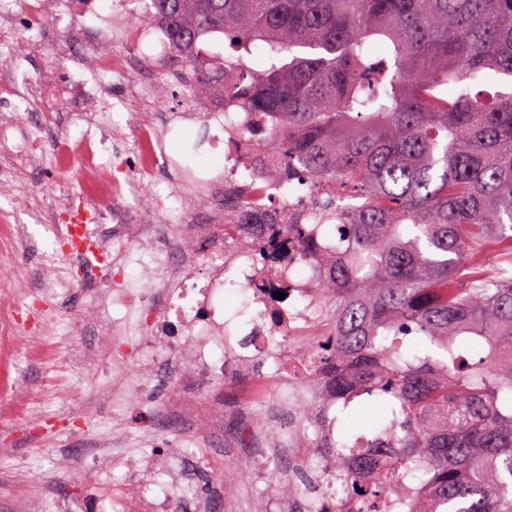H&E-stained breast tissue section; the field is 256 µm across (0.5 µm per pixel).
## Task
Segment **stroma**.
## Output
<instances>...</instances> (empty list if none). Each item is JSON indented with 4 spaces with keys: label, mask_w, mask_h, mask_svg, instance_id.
<instances>
[{
    "label": "stroma",
    "mask_w": 512,
    "mask_h": 512,
    "mask_svg": "<svg viewBox=\"0 0 512 512\" xmlns=\"http://www.w3.org/2000/svg\"><path fill=\"white\" fill-rule=\"evenodd\" d=\"M16 125L23 135L39 132L46 152L40 166L17 176L24 193L38 192L50 178L68 183L72 192L80 186L75 169L55 165L57 150L79 156L86 132L61 114L42 116L39 107L18 113ZM179 165L195 171L221 172L224 155L211 151L206 130L197 124L179 123L167 133ZM25 225L29 245L23 252L0 246V271L21 264L28 271L25 294L43 309V324L32 320L14 328L34 336L37 346L17 352L9 337L0 335V512H15L19 473H26V512H83L91 488L108 479L128 477L127 469L105 474L86 464L90 440L111 444L112 452L137 459L156 452L176 458L177 477H159L158 492H181L191 484L202 496L211 494V480L230 469L236 485L223 500L212 503L211 512H225V502L239 512H265L269 502L288 494V466L272 462L279 445L273 420L258 428L256 438L234 444L223 435L201 428L191 416L174 419L163 405L143 412L137 407L132 388L146 374L145 357L131 353L119 356L116 369L125 374L131 391L113 395L112 372L102 365V336L89 319L88 289L58 283L56 271L43 262L59 247L47 211L28 209L23 199L0 195V218ZM43 417L40 429H31L35 417Z\"/></svg>",
    "instance_id": "35a3bbf8"
}]
</instances>
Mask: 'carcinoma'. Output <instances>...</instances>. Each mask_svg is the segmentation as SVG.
Segmentation results:
<instances>
[{
	"label": "carcinoma",
	"instance_id": "cac0c4a2",
	"mask_svg": "<svg viewBox=\"0 0 512 512\" xmlns=\"http://www.w3.org/2000/svg\"><path fill=\"white\" fill-rule=\"evenodd\" d=\"M148 17L189 62L224 35L191 95L222 87L274 128L261 179L323 203L276 232L324 269L301 418L350 452L355 512L395 489L399 512H512V90L476 91L512 84V0H150ZM363 394L369 453L345 437Z\"/></svg>",
	"mask_w": 512,
	"mask_h": 512
}]
</instances>
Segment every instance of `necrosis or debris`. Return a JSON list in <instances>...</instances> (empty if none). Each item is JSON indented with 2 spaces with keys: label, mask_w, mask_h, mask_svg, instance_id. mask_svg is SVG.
Listing matches in <instances>:
<instances>
[{
  "label": "necrosis or debris",
  "mask_w": 512,
  "mask_h": 512,
  "mask_svg": "<svg viewBox=\"0 0 512 512\" xmlns=\"http://www.w3.org/2000/svg\"><path fill=\"white\" fill-rule=\"evenodd\" d=\"M21 10L0 12V189L11 190L12 176L40 161L38 138L21 139L16 135L15 112L27 109L36 99L44 111L66 113L78 123L95 127L100 136L87 139L80 159V191L72 193L60 181H50L42 196L52 204V215H66L72 227L67 239L69 251H91L111 256L115 267L123 262L114 244L105 236L86 239L84 225L92 216L103 215L115 199L126 200L122 214L126 231L142 248L151 250L154 261L138 294L144 311L137 316L140 349L168 365L177 382L205 378L225 385L244 387L245 397L234 411L215 404L201 405L185 399L183 393L169 397L171 410L193 414L216 429L230 427L233 433L246 434L258 409L287 412L289 426L282 436L288 448V475L309 476L320 494L306 497L307 512L325 508L326 512H351L350 499L325 493L329 479L349 467L345 456L322 452L321 443L331 439L326 425H319L317 447L300 444L296 421L300 407L296 402L271 403L272 391L297 393L316 363V340L306 331L322 315V298L318 288V270L311 256L297 239L279 236L265 254L253 256L246 248L260 231L259 225L241 224L238 215L242 178L237 169L232 145L256 151L270 142L269 133L254 135L246 113L235 101L224 99L222 105L203 112L202 118L215 130L213 146H224L223 173L205 178L191 176L173 197L154 195L151 214L144 215L132 206L131 198L141 195L152 185L160 160L168 155L165 134L153 122L143 119L146 107L154 105L153 82L167 74L175 51L160 26L148 20V0H112L111 12L123 17L127 25L123 37L130 47L112 53L109 28H101L97 38L82 47L83 54L95 68L91 86L82 88L79 97L56 94L51 90L59 65L71 50L67 38L45 40L41 27L54 24L68 30L100 9L99 0H24ZM29 30L20 38V30ZM28 57L44 63L39 82L17 78V70ZM135 75L124 97L111 100L101 89L107 79ZM127 112V134L113 132L114 108ZM133 147L132 173L118 179L111 171L109 157ZM208 203L207 219L194 234L173 223L174 204ZM240 223L236 240L224 238L227 224ZM234 271L239 285L254 307L249 319L230 328L224 315V273ZM128 291L111 288L95 292L97 323L106 336L105 355H113L116 341L125 335L126 323L113 320L110 305H122ZM223 358H216V351ZM272 362L273 373L254 368L256 359ZM105 495L113 512H182L184 499L152 493L149 483L132 486L109 484Z\"/></svg>",
  "instance_id": "1"
}]
</instances>
